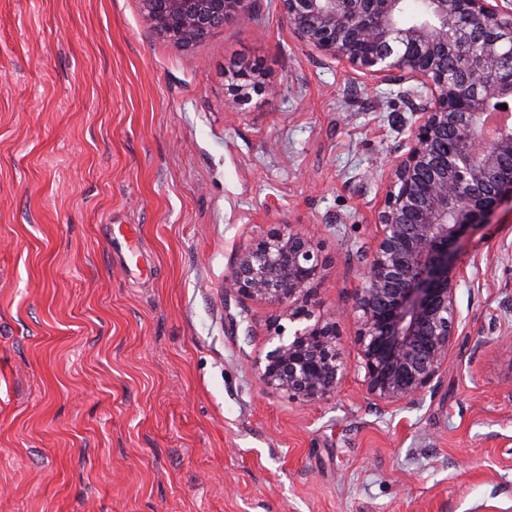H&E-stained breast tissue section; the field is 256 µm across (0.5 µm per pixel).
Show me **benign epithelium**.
Returning <instances> with one entry per match:
<instances>
[{"instance_id":"benign-epithelium-1","label":"benign epithelium","mask_w":512,"mask_h":512,"mask_svg":"<svg viewBox=\"0 0 512 512\" xmlns=\"http://www.w3.org/2000/svg\"><path fill=\"white\" fill-rule=\"evenodd\" d=\"M159 37L193 46L224 22L251 19L249 0H140ZM401 20L403 0H279L294 37L311 51L402 91L413 117L375 211L376 234L352 304L326 313L318 287L329 258L283 227L242 245L224 292L275 311L277 342L256 361L262 389L311 404L336 394L348 372L339 322L357 324L361 386L375 405L416 403L448 371L465 278L453 250L512 199V124L488 134L491 109L512 112V0H428ZM479 48V54L470 52ZM224 105L239 109L248 68ZM287 320L289 327L280 324Z\"/></svg>"}]
</instances>
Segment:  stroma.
Returning <instances> with one entry per match:
<instances>
[{"mask_svg":"<svg viewBox=\"0 0 512 512\" xmlns=\"http://www.w3.org/2000/svg\"><path fill=\"white\" fill-rule=\"evenodd\" d=\"M251 9L182 48L139 0H0V512H512L510 204L459 244L436 392L262 390L271 309L225 296L235 252L293 225L332 258L324 311L350 306L411 112ZM237 80L240 81L238 87H233L231 97L225 99L224 105L227 108L238 110L249 96L246 90L255 82L254 73L251 69L244 68L237 72ZM139 226L136 224H113L109 227L110 246H118L126 266L140 270ZM129 262V264H127Z\"/></svg>","mask_w":512,"mask_h":512,"instance_id":"obj_1","label":"stroma"}]
</instances>
